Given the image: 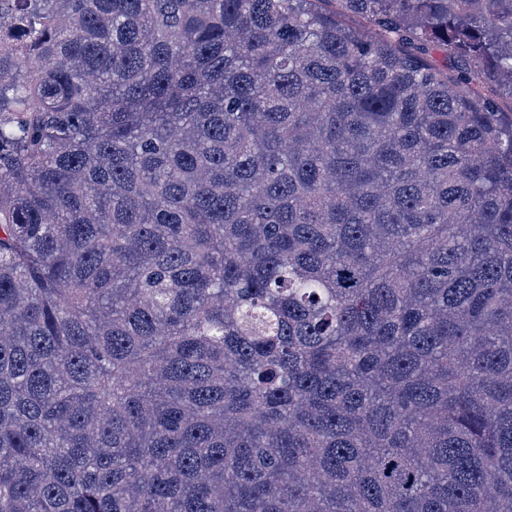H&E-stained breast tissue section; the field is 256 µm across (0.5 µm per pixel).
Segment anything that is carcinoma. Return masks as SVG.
Instances as JSON below:
<instances>
[{"label": "carcinoma", "instance_id": "1", "mask_svg": "<svg viewBox=\"0 0 512 512\" xmlns=\"http://www.w3.org/2000/svg\"><path fill=\"white\" fill-rule=\"evenodd\" d=\"M497 96L512 0H0V512H512ZM426 57L437 68L448 71V75L456 76L457 72L461 70V65L455 55L444 46L430 47Z\"/></svg>", "mask_w": 512, "mask_h": 512}]
</instances>
